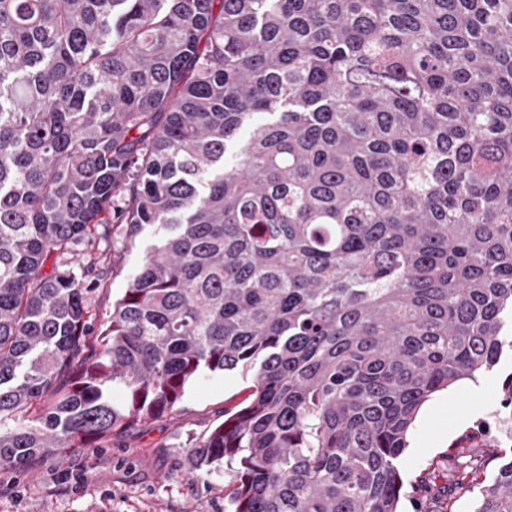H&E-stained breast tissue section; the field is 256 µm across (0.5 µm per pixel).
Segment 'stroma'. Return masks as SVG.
I'll list each match as a JSON object with an SVG mask.
<instances>
[{
  "instance_id": "obj_1",
  "label": "stroma",
  "mask_w": 512,
  "mask_h": 512,
  "mask_svg": "<svg viewBox=\"0 0 512 512\" xmlns=\"http://www.w3.org/2000/svg\"><path fill=\"white\" fill-rule=\"evenodd\" d=\"M152 231L129 238L115 225L108 238L65 260L76 277L92 274L98 287L88 295L96 322L106 321L138 272ZM512 374V351L492 369L477 374L474 387L457 384L433 394L408 432L401 457L406 494L403 512H419L415 484L425 473L448 469L479 451L512 448L499 426L501 389ZM251 384L239 373H214L190 384L178 406L157 420L115 439L107 448H77L65 457L40 458L25 471L0 472V512H224L233 475L196 476L185 469L188 450L242 402Z\"/></svg>"
}]
</instances>
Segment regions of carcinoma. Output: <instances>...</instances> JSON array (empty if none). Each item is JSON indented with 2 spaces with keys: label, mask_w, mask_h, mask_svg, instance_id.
I'll use <instances>...</instances> for the list:
<instances>
[{
  "label": "carcinoma",
  "mask_w": 512,
  "mask_h": 512,
  "mask_svg": "<svg viewBox=\"0 0 512 512\" xmlns=\"http://www.w3.org/2000/svg\"><path fill=\"white\" fill-rule=\"evenodd\" d=\"M114 212L156 243L89 354L61 264ZM511 323L512 0H0L1 471L240 371L187 455L226 512H401L418 411Z\"/></svg>",
  "instance_id": "carcinoma-1"
}]
</instances>
